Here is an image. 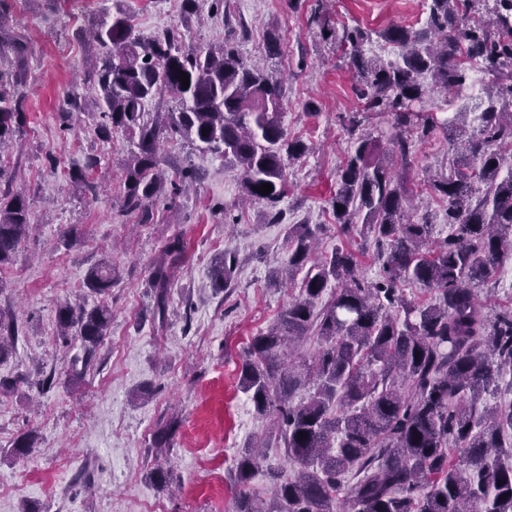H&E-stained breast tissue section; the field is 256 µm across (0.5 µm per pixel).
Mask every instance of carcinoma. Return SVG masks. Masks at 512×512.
Here are the masks:
<instances>
[{"instance_id": "1", "label": "carcinoma", "mask_w": 512, "mask_h": 512, "mask_svg": "<svg viewBox=\"0 0 512 512\" xmlns=\"http://www.w3.org/2000/svg\"><path fill=\"white\" fill-rule=\"evenodd\" d=\"M427 2L422 27L378 31L399 49V63L366 54L371 31H338L321 3L313 14L356 73L364 110L391 116L390 151L402 174L376 156L373 139L359 130V113L343 117L352 149L337 170L331 206L339 229L357 232L363 245L338 246L315 263L321 225L295 224L288 234V281L306 273L276 323L252 338L239 386L258 416L277 423V434L266 435L261 448H279L296 471L264 467L266 455L243 448L237 483L247 485L264 468L275 497L273 507L262 509L242 492L235 512H336L341 490L353 512H512V402L478 408L512 373V307L489 310L474 294L512 256V174L501 176L498 152L512 148V0ZM93 37L104 50L87 77L101 118L97 129L107 137L138 135L125 169V211L139 213L144 224L151 220V203L163 188L158 140L164 133L224 158L240 172L244 195L279 220L288 166L308 152L281 124V79L227 39L194 49L175 30L144 38L124 11L96 26ZM25 51L20 38L0 36V59L14 55L11 69H0V150L26 123ZM468 61L490 76L482 95L450 119L415 110L430 92L464 86ZM426 75L429 87L421 81ZM163 94L180 101L181 112L167 124H146V104ZM437 129L464 155L449 174L429 178V194L445 202L448 224V235L433 241L428 214L408 218L415 196L403 174L415 146L409 132L425 137ZM99 164L88 158L71 180L95 193L87 172ZM265 183L269 194L254 191ZM30 230L25 197L0 189V266L13 261ZM371 240L379 274L369 281L357 274L356 251ZM183 257V242L175 238L150 269L154 314L161 319L172 270ZM234 264L230 255L211 267L216 287L229 286ZM118 277L112 261H99L84 285L101 301L57 308L54 340L64 347L79 339L88 363L112 322L103 298ZM406 282L433 292L434 301L409 300L401 288ZM18 335L15 313L0 306V362L13 355ZM308 336L320 341L311 359L282 366L280 349ZM308 383L315 391L294 401ZM36 444L31 429L13 441L11 453L24 457Z\"/></svg>"}]
</instances>
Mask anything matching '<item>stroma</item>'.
<instances>
[{
    "instance_id": "1",
    "label": "stroma",
    "mask_w": 512,
    "mask_h": 512,
    "mask_svg": "<svg viewBox=\"0 0 512 512\" xmlns=\"http://www.w3.org/2000/svg\"><path fill=\"white\" fill-rule=\"evenodd\" d=\"M8 2L0 25L24 34L27 43V122L0 168L12 187L25 190L32 231L14 261L0 268V305L15 310L19 325L15 353L0 363V377L27 378L0 398V512H147L151 503L164 512H235L243 490L271 501L263 474L243 489L235 482L240 448L268 427L238 378L252 337L267 331L296 294L269 282L270 259L288 250L289 226L322 225L319 258L346 242L329 200L349 149L342 118L361 108L356 74L311 23L316 0H224L216 12L212 0L192 7L186 0ZM119 8L143 37L175 29L192 47L230 38L252 59L266 58L267 32L279 35L281 52L267 60L284 79L281 123L311 147L288 169L279 223L263 204L243 203L241 182L223 158L166 139L160 142L164 168L172 175L193 168L197 181L155 200L151 223L123 214L130 144L121 133L98 137L95 117L67 102L102 55L90 29ZM329 9L334 19L374 30L418 28L426 19L423 0H329ZM92 155L102 159L91 173L99 184L93 199L69 177ZM456 158L443 136L417 144L415 187L427 172H448ZM176 237L185 257L160 325L152 320L149 272ZM225 253L237 265L230 288L222 290L209 270ZM103 259L119 268L120 279L109 297L112 322L88 367L80 342L55 347V315L66 301L94 304L85 275ZM50 372L57 385L39 393L34 381ZM172 418L179 421L172 448L151 452L154 433ZM32 429L36 448L14 457L12 442ZM159 470L166 484H158Z\"/></svg>"
}]
</instances>
